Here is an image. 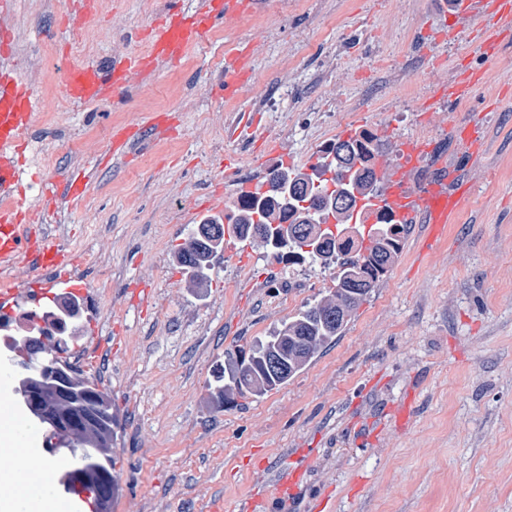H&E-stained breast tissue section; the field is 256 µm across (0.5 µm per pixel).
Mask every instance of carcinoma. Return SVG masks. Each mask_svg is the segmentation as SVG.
<instances>
[{
	"instance_id": "obj_1",
	"label": "carcinoma",
	"mask_w": 512,
	"mask_h": 512,
	"mask_svg": "<svg viewBox=\"0 0 512 512\" xmlns=\"http://www.w3.org/2000/svg\"><path fill=\"white\" fill-rule=\"evenodd\" d=\"M352 136L328 145L320 173H304L282 165L271 168L267 177L278 179L282 193L274 198L258 194L243 198L233 224L211 218L188 232L178 251V261L192 280L206 278L215 253L222 250L224 237L257 242L285 265L295 260L334 269L335 287L328 294L305 303L270 336L239 349L224 360L214 394L225 405L240 398L262 396L286 385L302 371L326 344L346 328L362 301L392 268L401 252L407 225L375 224L370 229L338 219L350 216L354 205L338 206L336 198L350 191L365 192L376 178L373 167H365ZM28 340L11 345L14 363L39 354L38 340L52 345L59 375L31 373L15 375V392L34 421L45 432L46 447L56 453L69 451L72 462L62 471L60 483L68 492L81 486L89 494L93 512H112L116 478L112 475V399L107 390L82 377L63 357L75 337L56 340V331L35 327ZM277 358L281 369L269 368Z\"/></svg>"
}]
</instances>
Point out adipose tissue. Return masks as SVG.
Masks as SVG:
<instances>
[{
  "instance_id": "ef3b65f1",
  "label": "adipose tissue",
  "mask_w": 512,
  "mask_h": 512,
  "mask_svg": "<svg viewBox=\"0 0 512 512\" xmlns=\"http://www.w3.org/2000/svg\"><path fill=\"white\" fill-rule=\"evenodd\" d=\"M20 421L7 400H0V457L10 459L11 467L0 469V512H20L25 504L37 512H62L61 506L43 495L24 475L29 460L18 442Z\"/></svg>"
}]
</instances>
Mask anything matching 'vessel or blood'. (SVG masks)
<instances>
[{
  "label": "vessel or blood",
  "instance_id": "b4317fda",
  "mask_svg": "<svg viewBox=\"0 0 512 512\" xmlns=\"http://www.w3.org/2000/svg\"><path fill=\"white\" fill-rule=\"evenodd\" d=\"M184 0H170L166 15L156 21L152 30V50L148 59L125 56L111 66L86 63L64 69V89L67 97L79 102H105L119 96L135 79L143 66L152 67L176 63L190 48L201 43L211 30L215 18L232 20L245 7L244 0H198L193 11H185ZM454 17L461 23L480 19L483 37L478 45L485 57H493L501 26L512 24V0H452ZM34 89L31 85L0 74V273L16 268L28 271L27 287L0 286V309L9 311L23 304L30 289H38L45 301L58 294L71 293L87 297L86 284L73 274L78 265L75 255L65 250L58 239L35 238L26 222L28 209L23 200L15 198L16 168L11 148L33 124ZM167 124L155 122L149 129L124 128L114 131L108 154L127 159L149 137L168 135ZM97 169L84 166L53 177H40L38 198L42 210L58 205L76 206ZM469 186L449 174L447 178L425 187L413 185L405 168L382 174L374 188L363 196L351 221L355 224L376 223L379 214L394 213L404 224L423 222L429 226L430 239L441 238L448 225L456 223ZM288 495V480L281 473L269 474L247 501L242 512H259V506L269 495Z\"/></svg>",
  "mask_w": 512,
  "mask_h": 512
}]
</instances>
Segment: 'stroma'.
Masks as SVG:
<instances>
[{
  "label": "stroma",
  "instance_id": "1",
  "mask_svg": "<svg viewBox=\"0 0 512 512\" xmlns=\"http://www.w3.org/2000/svg\"><path fill=\"white\" fill-rule=\"evenodd\" d=\"M68 8L14 0L6 63L36 95L18 154L28 201L32 174L94 162L114 127L156 113L177 122L133 162L100 167L77 209L41 221L90 285L96 327L81 328L70 354L95 356L85 374L112 395V512H236L260 471L283 468L300 472L299 491L287 510L271 500L266 512H309L326 493L333 512H512V33L491 60L439 0H252L245 24L216 22L176 65L133 80L123 97L77 106L63 60L148 55L164 3L99 0L87 43L64 24ZM29 45L45 52L36 78ZM233 48L250 75L228 98L212 87ZM287 63L278 110H253ZM465 71L481 75L471 95L437 99L436 85ZM317 100L332 111H311ZM479 117L476 161L453 128ZM325 127L337 138L377 128L378 159L395 168L402 143H424L410 181L453 171L471 193L432 247L425 225H409L387 276L287 385L218 407L225 353L267 336L334 274L232 238L207 287H193L177 261L188 213L212 203L214 184L228 204L277 164L307 170Z\"/></svg>",
  "mask_w": 512,
  "mask_h": 512
}]
</instances>
